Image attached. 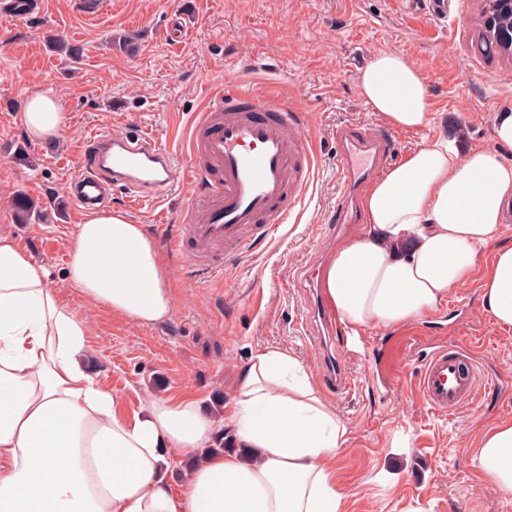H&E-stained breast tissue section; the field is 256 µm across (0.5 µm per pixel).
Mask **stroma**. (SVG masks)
<instances>
[{
	"mask_svg": "<svg viewBox=\"0 0 512 512\" xmlns=\"http://www.w3.org/2000/svg\"><path fill=\"white\" fill-rule=\"evenodd\" d=\"M76 2L37 0L28 16L0 15V232L47 266L59 299L87 316L95 375L127 415L183 396L224 413L250 356L267 348L291 353L319 382L325 343L303 324V283L336 194L334 133L383 124L359 94L358 70L379 52L402 53L421 71L438 124L465 147H494V115L512 108V60L479 48L480 0H454L456 20L427 17L412 0H110L90 21ZM176 18L185 28L178 41L168 35ZM259 62L269 70L256 87L300 104L317 139L314 187L297 220L220 277L158 243L174 298L164 322L142 327L87 302L67 274L83 221L66 197L80 148L96 132H137L181 152L214 85L252 78ZM37 91L57 95L70 115L59 138L24 132L25 102ZM24 200L37 216L25 218ZM465 332L487 386L456 413L418 397L416 358L400 352L387 365L371 352L382 338L447 342ZM341 358L358 388L323 395L348 427L336 456L341 512H512V499L472 463L481 434L512 420V330L484 311L477 282L416 320L368 329Z\"/></svg>",
	"mask_w": 512,
	"mask_h": 512,
	"instance_id": "stroma-1",
	"label": "stroma"
}]
</instances>
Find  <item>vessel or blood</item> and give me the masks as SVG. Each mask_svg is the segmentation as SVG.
Instances as JSON below:
<instances>
[{
  "label": "vessel or blood",
  "instance_id": "obj_1",
  "mask_svg": "<svg viewBox=\"0 0 512 512\" xmlns=\"http://www.w3.org/2000/svg\"><path fill=\"white\" fill-rule=\"evenodd\" d=\"M306 124L304 113L275 90L227 81L196 113L184 155L145 134L93 136L69 179V197L78 212L90 213L104 210L117 190L132 211L188 189L182 209L160 213L157 222L182 224L186 261L220 275L275 237L313 185L318 151L315 138L303 132ZM335 139L338 188L330 221L337 233L362 222L357 193L390 162L394 144L390 133L347 124L337 126ZM312 298V322L323 334L338 336L337 318L320 309V292ZM321 376L333 394L352 389L343 369L326 367ZM477 385L473 355L459 342L435 346L421 360L417 391L432 410H460Z\"/></svg>",
  "mask_w": 512,
  "mask_h": 512
}]
</instances>
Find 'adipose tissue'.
<instances>
[{
    "label": "adipose tissue",
    "instance_id": "ef3b65f1",
    "mask_svg": "<svg viewBox=\"0 0 512 512\" xmlns=\"http://www.w3.org/2000/svg\"><path fill=\"white\" fill-rule=\"evenodd\" d=\"M358 89L392 127L436 122L421 72L401 54L377 53ZM22 123L29 138L47 139L66 130L68 117L55 95L36 93ZM494 135L495 148L463 152L437 134L366 191L367 224L322 274L349 336L417 319L474 279L485 312L512 328V242L502 238L511 109L496 113ZM490 245L491 263L476 274ZM68 276L86 300L138 325L173 313L155 245L124 212L78 225ZM49 279L0 233V512H339L331 465L348 428L291 354H254L228 415L191 398H156L129 417L89 368L87 320ZM223 427L250 456L214 451ZM175 453L194 457L177 491L165 478ZM473 462L512 497V420L483 433Z\"/></svg>",
    "mask_w": 512,
    "mask_h": 512
}]
</instances>
